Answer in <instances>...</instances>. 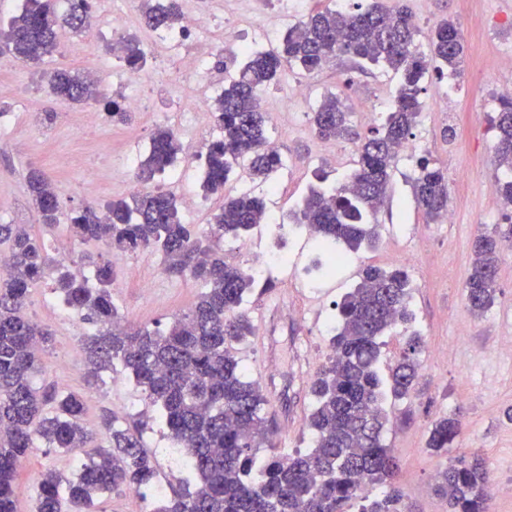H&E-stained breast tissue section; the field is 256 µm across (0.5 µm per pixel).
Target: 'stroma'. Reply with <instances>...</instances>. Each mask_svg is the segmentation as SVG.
I'll return each mask as SVG.
<instances>
[{"label": "stroma", "mask_w": 512, "mask_h": 512, "mask_svg": "<svg viewBox=\"0 0 512 512\" xmlns=\"http://www.w3.org/2000/svg\"><path fill=\"white\" fill-rule=\"evenodd\" d=\"M407 5L418 27L417 53L428 55L429 34L445 18L458 24L466 46L462 74L449 80L427 76L423 108L413 130L425 141V154L447 172L449 197L457 208L455 221L433 222L418 210L413 197L416 161L397 158L387 201L377 215L378 246L352 253L350 263L313 297L300 275L315 256L313 243L281 240L277 244L292 251L294 267L275 276L265 293L250 297L247 309L264 330L237 344L234 352L248 379L263 385L273 379L278 384L270 394V408L288 425L287 433L275 436L278 448L291 454L308 452L311 433L306 418L315 402L306 383L327 361L329 326L338 318L342 297L366 266L405 268L414 283L410 307L416 320L412 328L397 325L382 336L380 367L385 370L395 363L414 329L423 338L417 354L422 370L410 398L387 400L384 441L399 459L403 512H448L447 501L433 487L449 456L480 454L489 481L512 487V421L504 415L512 407V354L502 349L506 340H512V255L502 257L496 300L483 315L469 311L463 288L473 240L502 223L505 212L490 187L497 171V133L491 120L500 110L497 86L512 85V69L499 65L500 57L512 55V0H407ZM112 41L109 34L67 33L42 65L20 63L0 70V86L10 90L8 97L0 98V108H8L10 118L0 127V198L15 205L10 223L31 225L53 255L104 254L115 268L110 290L120 314L131 324L164 329L194 304L201 284L164 274L163 256L154 248L127 254L100 243L78 244L67 219L82 206H103L132 193L133 174L122 164L128 128L136 127L147 140L158 126L177 127L188 101L163 85L157 90L156 108L134 113L131 125L103 120L87 125L86 105L53 95L41 80L42 72L53 69L90 71L103 97H112V75L97 66L108 56ZM304 77L299 70H287L260 93L261 101L284 107L283 113L269 119L270 135L285 156L283 168L269 184L251 179L240 168L227 183L231 192L265 197L269 210L281 220L315 184L317 172L333 181L341 179L343 162L354 161L359 137L372 128L365 113L388 112L398 87L387 68L363 67L357 59L340 57L305 77L310 82L306 101L291 99L290 89ZM331 93L344 101L355 136L337 140L336 156L327 157L321 155L309 123H295L294 115H311ZM33 168L61 188L59 224L46 227L38 222L26 183ZM247 240L252 244L247 252L240 251L237 239L220 240L225 260L256 266L277 245L256 233ZM25 313L54 333L42 380L81 393L84 421L90 427H97L106 410L125 419L142 418V441L153 457L158 481L177 482L180 473L167 453L172 442L132 377L117 366L104 372L98 385H86L81 352L86 328L67 321L51 281L32 288ZM452 414L464 417L465 428L450 454H431L426 440L432 423ZM80 460L78 453L36 441L18 468V512H33L42 473L53 469L73 475Z\"/></svg>", "instance_id": "obj_1"}]
</instances>
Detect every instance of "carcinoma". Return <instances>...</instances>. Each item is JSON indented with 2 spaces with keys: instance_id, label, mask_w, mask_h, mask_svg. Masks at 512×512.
<instances>
[{
  "instance_id": "obj_1",
  "label": "carcinoma",
  "mask_w": 512,
  "mask_h": 512,
  "mask_svg": "<svg viewBox=\"0 0 512 512\" xmlns=\"http://www.w3.org/2000/svg\"><path fill=\"white\" fill-rule=\"evenodd\" d=\"M88 11L86 0H78L67 12L58 9V0H25L22 12L0 37V52L40 63L56 50L60 31H85ZM141 20L150 30L174 27L181 20L178 0H143ZM416 34L406 5L389 9L360 3L352 11L327 8L310 14L288 27L276 48L249 53L239 74L224 85L213 115L220 135L208 144L202 160L203 196L224 192L237 167L265 181L282 166L281 155L265 149L269 129L265 113L258 109V94L285 69L310 75L342 55L383 64L399 77L384 123L361 140L345 183L310 188L288 215L293 224L313 226L323 249L342 244L354 252L363 245L377 246L376 215L390 185L395 147L412 136L426 74L456 73L464 61L463 37L453 21L445 19L431 31L427 57L412 50ZM121 49L127 67L145 65L136 39H123ZM45 76L51 91L63 99L100 103L93 81L81 72L55 69ZM103 110L112 123L131 120L117 98ZM348 116L336 95L325 96L312 117L316 135L326 141L352 135ZM494 128L497 166L512 169V98L502 100ZM181 151L174 130L158 127L138 167L137 181L154 182ZM417 168L415 201L436 221L448 208L447 178L427 156L417 161ZM27 189L39 222L58 223L59 193L39 171L29 172ZM104 209L101 215L88 204L70 218L69 229L79 243L102 242L126 253L157 248L166 273L199 281L204 291L165 331L126 325L109 290L114 270L103 254L81 252L74 260L78 266L93 267L97 287L91 288L48 253L29 225L0 224V245H8L10 257V267L0 277V512H16L17 465L37 439L67 452L91 451L71 477L51 470L42 475L35 512H98L96 498L106 493L154 485L155 468L138 425H126L106 411L97 435L83 423L86 404L80 393L53 384L35 386L53 332L27 317L24 308L33 285L45 278L54 281L55 292L75 317L92 328L83 342L87 378L96 382L101 372L116 365L130 372L150 404L160 408L172 440L185 451L186 476L179 487H167L150 512H349L357 501L359 512H401L403 494L393 483L399 464L394 450L383 443L387 415L381 401L385 383L394 398L410 397L419 374L421 336L410 335L385 382L377 363L388 328L415 321L407 270H363L338 305V327L329 343L332 355L309 383L316 402L308 417L312 449L273 452L260 461V449L276 447L267 412L269 390L247 380L233 344L255 335L244 305L253 290L265 292L271 279H259L250 268L226 262L210 242L237 238L263 223L265 200L249 193L228 195L208 229L196 234L184 224L176 199L157 185ZM507 238H512V224H499L473 244L464 288L476 316L494 303L501 243ZM460 430L458 418L440 417L432 424L426 448L448 453ZM374 484L387 490L371 499L364 490ZM487 485L484 462L474 454L443 470L435 492L448 498V512H486Z\"/></svg>"
}]
</instances>
